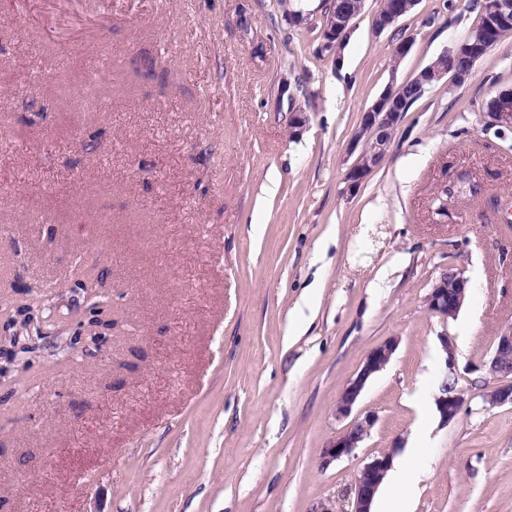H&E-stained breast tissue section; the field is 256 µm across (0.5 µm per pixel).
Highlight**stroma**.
Segmentation results:
<instances>
[{
  "mask_svg": "<svg viewBox=\"0 0 512 512\" xmlns=\"http://www.w3.org/2000/svg\"><path fill=\"white\" fill-rule=\"evenodd\" d=\"M0 0V307L49 301L56 336L0 387V512H319L402 439L411 512H512V408H483L512 329V35L404 112L359 189L362 112L475 28V0H419L384 31L365 0L326 49V0ZM412 36L409 53L392 47ZM106 108L81 104L87 73ZM303 112V127L292 122ZM483 191L436 200L458 173ZM111 336L75 338L94 303ZM468 279L455 318L426 296ZM378 421L322 466L337 397L376 345ZM469 400L441 425V337ZM490 125L512 130V90L501 92L490 112H486ZM469 282L461 272L448 270L434 281L426 301L429 311L443 319L454 318L463 305V294ZM458 291L456 301L449 299L450 291Z\"/></svg>",
  "mask_w": 512,
  "mask_h": 512,
  "instance_id": "stroma-1",
  "label": "stroma"
}]
</instances>
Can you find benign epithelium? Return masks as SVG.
Masks as SVG:
<instances>
[{"label": "benign epithelium", "mask_w": 512, "mask_h": 512, "mask_svg": "<svg viewBox=\"0 0 512 512\" xmlns=\"http://www.w3.org/2000/svg\"><path fill=\"white\" fill-rule=\"evenodd\" d=\"M420 0H390L389 7L379 23L375 24L381 32L394 25L400 18L409 14ZM486 22L472 30L469 40L456 46V53H447L448 58L462 55L475 48L488 52L502 38L512 33V0H486ZM350 24L342 7H332L328 24L323 34L327 35L326 45H336L338 33ZM448 73V67L431 65L419 73L415 87L417 93L439 81ZM402 87H389L362 113L357 140L365 144L356 163L346 173L349 188L356 189L374 168L376 159L385 154L390 143L392 128L398 123L401 112L398 110ZM489 123L494 126L512 129V90L501 92L496 97L493 109L487 113ZM468 288V279L460 272L448 270L434 281L426 301L429 311L447 319L455 317L463 305V294ZM400 339L392 336L371 349L363 359L351 380L343 387L336 401L335 414L340 419H350L346 427L330 440L322 450L321 463L330 465L344 457L355 455L358 448L370 434L377 417L366 412L358 413L356 408L362 393L370 380L381 372L397 351ZM443 353L442 378L438 391L433 396L435 410L440 423L444 426L455 420L466 405L464 392L458 387L448 386V378L455 376L456 357L452 342L448 337L441 338ZM489 370L494 374L496 383L483 394V401L491 407L512 406V331L499 337L494 349ZM402 448V441L396 439L391 446L366 462L357 474L347 497V507L342 512H372L374 496L379 488L380 476L386 474L392 466L394 456Z\"/></svg>", "instance_id": "1"}]
</instances>
